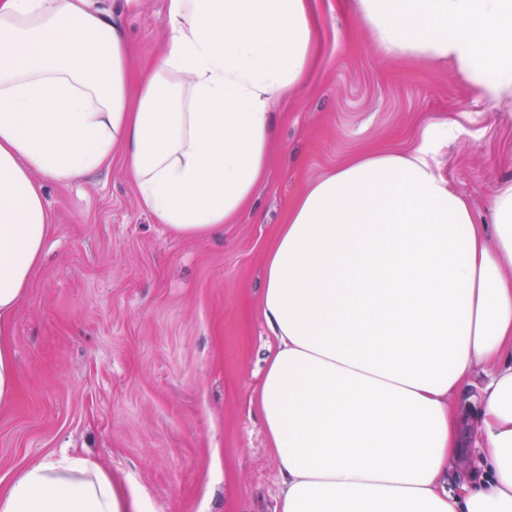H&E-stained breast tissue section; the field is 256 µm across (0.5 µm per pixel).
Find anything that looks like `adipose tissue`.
I'll return each instance as SVG.
<instances>
[{
  "label": "adipose tissue",
  "mask_w": 512,
  "mask_h": 512,
  "mask_svg": "<svg viewBox=\"0 0 512 512\" xmlns=\"http://www.w3.org/2000/svg\"><path fill=\"white\" fill-rule=\"evenodd\" d=\"M384 54L447 62L512 99V0H350ZM159 59L133 80L120 13L97 0H0V406L16 373L2 338L51 230L44 185L122 150L141 206L203 238L252 203L272 108L300 87L310 0H168ZM412 153L356 157L292 204L264 259L275 345L253 401L280 468L274 512H512V183L491 224ZM485 373L462 438L458 404ZM474 451L480 478L449 477ZM0 512H142L85 458L30 464Z\"/></svg>",
  "instance_id": "obj_1"
}]
</instances>
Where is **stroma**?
<instances>
[{
    "label": "stroma",
    "instance_id": "obj_1",
    "mask_svg": "<svg viewBox=\"0 0 512 512\" xmlns=\"http://www.w3.org/2000/svg\"><path fill=\"white\" fill-rule=\"evenodd\" d=\"M320 30L307 82L273 111L271 165L223 231L176 236L139 202L122 154L44 188L51 235L11 328L18 378L0 407V490L29 464L86 458L151 512H273L279 465L251 402L271 343L265 253L309 182L349 158L407 152L445 121L441 174L487 214L512 180V110L453 65L389 57L347 0H312ZM166 0H139L137 63L165 39Z\"/></svg>",
    "mask_w": 512,
    "mask_h": 512
}]
</instances>
